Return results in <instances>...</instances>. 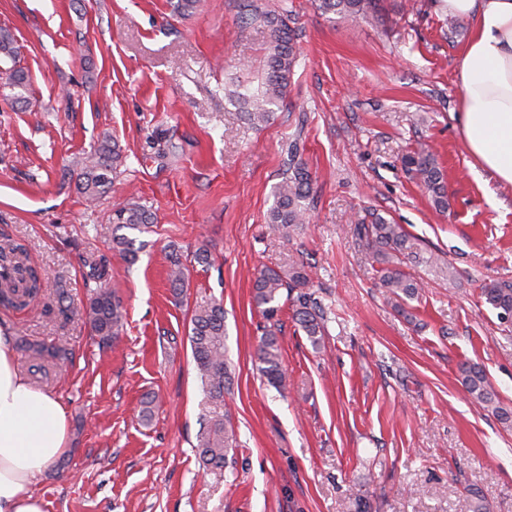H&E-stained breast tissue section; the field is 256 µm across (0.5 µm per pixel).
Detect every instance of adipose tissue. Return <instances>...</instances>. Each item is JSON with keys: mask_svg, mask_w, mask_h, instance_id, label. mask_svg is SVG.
Listing matches in <instances>:
<instances>
[{"mask_svg": "<svg viewBox=\"0 0 512 512\" xmlns=\"http://www.w3.org/2000/svg\"><path fill=\"white\" fill-rule=\"evenodd\" d=\"M439 9L472 30L458 75L465 147L512 187V0H440ZM67 437L63 404L18 373L12 330L0 326V512H44L30 486Z\"/></svg>", "mask_w": 512, "mask_h": 512, "instance_id": "1", "label": "adipose tissue"}]
</instances>
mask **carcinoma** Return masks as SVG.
Returning <instances> with one entry per match:
<instances>
[{"mask_svg":"<svg viewBox=\"0 0 512 512\" xmlns=\"http://www.w3.org/2000/svg\"><path fill=\"white\" fill-rule=\"evenodd\" d=\"M319 9L325 15L379 22L386 13L385 0H318ZM241 18L246 24L258 23L266 33V54L263 69L256 89L249 87L235 91L233 102L241 109L247 120L260 127L270 124L274 107L284 101L291 85L298 57L295 30L289 25L286 11L268 10L259 0H239ZM19 53L16 39L10 30L0 28V59L16 61ZM8 85L12 90L10 104L26 102L25 93L29 80L27 73L13 67L8 74ZM124 158L118 145L106 136L98 148L88 157L77 177V190L87 200H95L106 193L114 174L123 164ZM407 173L430 194L433 205L440 211L448 209V193L444 174L425 144L406 152L402 157ZM312 192V175L306 164L298 158L297 142L288 144V166L282 172L281 181L275 186V203L268 212V223L284 238L301 226L309 212L308 200ZM154 217L146 207L128 203L113 212L112 224L105 234L112 244L136 258L133 241L119 237L112 226L128 227L139 231L149 228ZM356 241L368 251L380 265V283L391 297L404 301L419 297L421 285L406 273L402 264L429 263L423 250L399 224H394L378 213H370L357 221L353 227ZM169 279L174 290L185 287L186 268L181 259L170 260ZM27 270L24 249L5 241L0 244V270ZM108 266L105 259L89 263L85 276L87 288L86 314L94 336L103 344L119 338L124 326V310L117 292L106 286ZM309 279L304 266L293 264L286 270L266 269L257 273L254 284V301L268 317L278 309L281 294L293 296L294 317L305 332L314 349H319L325 335L323 309L315 294L307 291ZM300 289L297 295L293 290ZM41 289V277L37 270L32 275L15 279L0 275V299L13 303L17 297H35ZM485 302L500 311L503 320L512 319V281L497 280L481 288ZM226 332L224 307L210 302L195 308L191 317L189 341L204 392L215 407L224 405V393L229 390L231 373L226 359ZM20 344L34 351L46 362L67 359L68 349L64 344L33 346L26 340ZM257 356L262 371L275 386H286L287 376L283 369L277 338L272 331L262 336ZM461 382L471 402L480 409L493 414L499 420L512 422V411L501 406L496 393L488 382L483 368L474 363L461 367ZM234 432L229 421L219 412H214L198 439V456L202 464L210 468H222L227 453L233 448Z\"/></svg>","mask_w":512,"mask_h":512,"instance_id":"cac0c4a2","label":"carcinoma"}]
</instances>
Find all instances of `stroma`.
Masks as SVG:
<instances>
[{
    "label": "stroma",
    "mask_w": 512,
    "mask_h": 512,
    "mask_svg": "<svg viewBox=\"0 0 512 512\" xmlns=\"http://www.w3.org/2000/svg\"><path fill=\"white\" fill-rule=\"evenodd\" d=\"M387 0L382 22L328 19L314 0H265L292 11L299 57L284 103L257 128L228 100L230 78L257 87L259 25L236 0H0V27L20 47L27 101L0 86V237L28 248L42 296L0 305V324L32 344H66L61 364L17 349L22 375L65 407L67 451L33 484L45 512H512V425L470 401L463 362L480 364L512 410V325L481 295L512 280V188L467 152L458 71L468 25L449 32L435 0ZM110 135L125 158L95 202L75 187ZM298 142L313 176L310 218L290 238L270 229L273 191ZM429 144L448 210L411 180L402 156ZM149 209L137 261L97 235L113 210ZM403 225L433 261L400 315L378 265L350 233L365 209ZM207 248L212 264L193 254ZM188 269L168 279L171 249ZM104 256L125 321L101 345L86 317L84 265ZM304 264L326 316L313 349L282 305L266 321L255 274ZM65 289L71 312L52 306ZM224 306L232 384L224 397L237 446L200 467L197 437L212 407L188 341L196 305ZM273 324L288 385L259 370ZM152 418H139L144 401Z\"/></svg>",
    "instance_id": "stroma-1"
}]
</instances>
